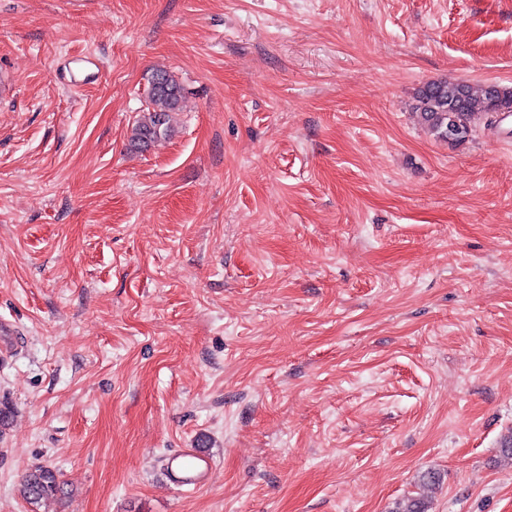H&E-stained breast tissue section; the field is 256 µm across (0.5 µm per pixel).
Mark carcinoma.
I'll use <instances>...</instances> for the list:
<instances>
[{
  "mask_svg": "<svg viewBox=\"0 0 512 512\" xmlns=\"http://www.w3.org/2000/svg\"><path fill=\"white\" fill-rule=\"evenodd\" d=\"M158 79L162 81L161 88H151L145 115L131 128L130 146L137 150L168 137L171 114L182 109L184 88L176 76L167 70H156L151 74L149 83ZM414 110L418 121L439 140L457 146L469 140L477 117L512 112V87L432 80L418 90ZM438 484L436 474H422L418 491L394 512H428V493ZM20 492L30 503L37 504L65 494V489L60 475L54 469L41 465L26 474Z\"/></svg>",
  "mask_w": 512,
  "mask_h": 512,
  "instance_id": "1",
  "label": "carcinoma"
}]
</instances>
